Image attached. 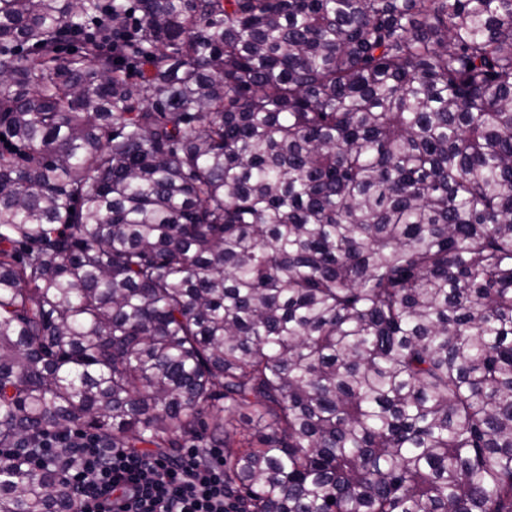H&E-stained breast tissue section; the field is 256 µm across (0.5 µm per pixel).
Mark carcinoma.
<instances>
[{"label": "carcinoma", "mask_w": 512, "mask_h": 512, "mask_svg": "<svg viewBox=\"0 0 512 512\" xmlns=\"http://www.w3.org/2000/svg\"><path fill=\"white\" fill-rule=\"evenodd\" d=\"M1 70V448L512 512V0H0Z\"/></svg>", "instance_id": "1"}]
</instances>
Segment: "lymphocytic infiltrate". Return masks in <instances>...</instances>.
Wrapping results in <instances>:
<instances>
[{
  "label": "lymphocytic infiltrate",
  "instance_id": "lymphocytic-infiltrate-1",
  "mask_svg": "<svg viewBox=\"0 0 512 512\" xmlns=\"http://www.w3.org/2000/svg\"><path fill=\"white\" fill-rule=\"evenodd\" d=\"M52 462L74 512H237L224 488V451L190 448L177 457L115 448L74 429L44 432L30 448H0V468Z\"/></svg>",
  "mask_w": 512,
  "mask_h": 512
}]
</instances>
